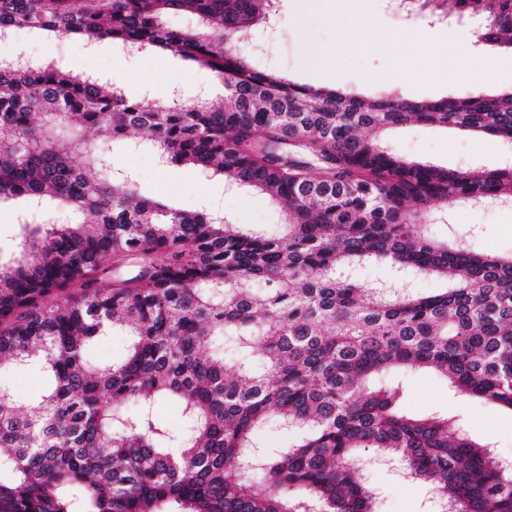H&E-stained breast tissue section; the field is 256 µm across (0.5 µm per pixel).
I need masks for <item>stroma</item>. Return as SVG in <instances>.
<instances>
[{
  "mask_svg": "<svg viewBox=\"0 0 512 512\" xmlns=\"http://www.w3.org/2000/svg\"><path fill=\"white\" fill-rule=\"evenodd\" d=\"M278 24L260 27L254 39L261 51L258 63L276 67L285 76L317 88L360 89L365 79L392 74L390 90L417 99H433L467 89L464 70L449 74L446 82L435 77L444 65L461 53H484L488 60L497 51H482L477 41H461L470 26L457 20L432 25L418 16L406 17L393 11L388 0H338L335 8L312 7L310 0H275ZM355 29L362 43L344 46L341 34ZM399 42L396 59H388L384 46L390 39ZM30 56L53 62L80 75L113 77L116 70L129 75L123 87L131 97L148 94L167 99L172 92L185 97L204 94L223 96L207 68L192 65L168 53L125 55L102 42L90 48L82 39L48 37L22 31L13 38ZM343 55L341 67H333L335 55ZM391 148L413 160L461 170L494 168L500 163L501 147L488 138L458 128L409 126L393 130L387 137ZM115 168L130 171L137 191L160 198L177 208H202L223 212L236 224H251L268 234L280 231L278 210L265 195L230 189L218 179H208L191 169L159 164L148 134H136L133 142L109 144ZM434 236L464 241L475 249L492 253L512 252V205L472 207L454 204L436 214ZM404 412L425 416L448 414L459 418L476 439L490 442L497 457L512 460V413L472 396L455 394L447 382L430 371L406 372L401 376ZM367 475L376 488L378 512H436L437 504L422 483L394 475L386 466H372Z\"/></svg>",
  "mask_w": 512,
  "mask_h": 512,
  "instance_id": "35a3bbf8",
  "label": "stroma"
}]
</instances>
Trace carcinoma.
<instances>
[{"label": "carcinoma", "mask_w": 512, "mask_h": 512, "mask_svg": "<svg viewBox=\"0 0 512 512\" xmlns=\"http://www.w3.org/2000/svg\"><path fill=\"white\" fill-rule=\"evenodd\" d=\"M512 54V0H420ZM271 0H0V35L26 29L151 49L210 69L225 103L131 99L109 80L0 61V204L21 240L0 263V369L48 379L24 413L0 384V512H376L359 451L398 459L452 512H512V469L446 415L400 411L394 370L512 412V255L434 237L433 210L512 204V164L461 172L407 159L363 129H470L512 144V89L415 99L313 88L237 40ZM188 12L199 23L165 24ZM151 134L166 163L268 195L275 236L136 193L86 137ZM73 138L66 150L56 140ZM385 263L406 283L339 271ZM451 278L420 296L407 280ZM266 285L255 292L249 284ZM119 329L127 355L90 344ZM260 367L227 371L224 347ZM180 401L184 427L154 413ZM132 403L135 410L124 405ZM274 423L292 436L263 448ZM128 345V336L121 331H115L94 343L88 350L87 356L89 360L98 364L117 362L125 356Z\"/></svg>", "instance_id": "cac0c4a2"}]
</instances>
